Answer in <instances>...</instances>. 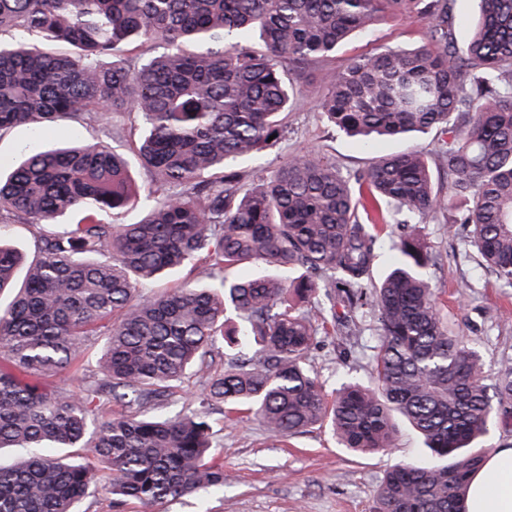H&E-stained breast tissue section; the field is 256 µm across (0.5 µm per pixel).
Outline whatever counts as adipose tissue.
Segmentation results:
<instances>
[{
    "label": "adipose tissue",
    "mask_w": 512,
    "mask_h": 512,
    "mask_svg": "<svg viewBox=\"0 0 512 512\" xmlns=\"http://www.w3.org/2000/svg\"><path fill=\"white\" fill-rule=\"evenodd\" d=\"M467 512H512V448L486 457L472 475Z\"/></svg>",
    "instance_id": "1"
}]
</instances>
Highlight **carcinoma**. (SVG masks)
I'll return each mask as SVG.
<instances>
[{"mask_svg":"<svg viewBox=\"0 0 512 512\" xmlns=\"http://www.w3.org/2000/svg\"><path fill=\"white\" fill-rule=\"evenodd\" d=\"M456 0H0V133L74 121L106 136L139 123V166L157 184L138 194L126 158L105 142L73 143L0 167V512H75L93 490L86 466L53 451L86 447L103 397L153 411L93 432L114 503L144 506L224 489L212 401L245 406L271 434L326 424L340 447L395 446L393 417L423 438L427 458L388 470L373 512H466L476 447L512 418V370L490 376L453 334L427 276L416 225L447 215L479 264L512 286V0H477L459 41ZM426 26L416 49L386 48L328 74L327 122L365 149L436 132L447 181L418 150L343 172L318 151L267 175L241 162L286 133L280 116L302 75L382 17ZM258 32L262 48L251 43ZM145 219L120 223L133 202ZM10 224L55 227L29 264L4 241ZM390 226V265L374 280ZM204 264L160 297L138 287ZM329 305L316 317L301 302ZM348 315L336 318V304ZM376 323V384L347 380L329 399L309 369L318 336L345 356L359 317ZM111 322L97 380L80 395L62 377L86 337ZM228 347L224 370L215 349ZM203 397L176 415L166 397L188 372Z\"/></svg>","mask_w":512,"mask_h":512,"instance_id":"carcinoma-1","label":"carcinoma"}]
</instances>
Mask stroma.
I'll list each match as a JSON object with an SVG mask.
<instances>
[{
  "mask_svg": "<svg viewBox=\"0 0 512 512\" xmlns=\"http://www.w3.org/2000/svg\"><path fill=\"white\" fill-rule=\"evenodd\" d=\"M425 41L424 23L410 15L385 17L370 32L353 36L337 50L331 64L306 73L304 94L286 118L285 137L271 150L247 160V169L269 173L306 150L322 151L345 171L365 169L383 153L413 147L434 153L430 133L382 141L375 151H363L344 133L328 126L317 108L318 98L327 88L329 68L380 49H411ZM97 137V131L69 122L60 123L49 138L21 125L0 134V157L15 159L70 142L91 144ZM418 230L435 258L429 269L432 286L452 330L478 349L490 373L512 369V288L503 287L494 275L477 266L464 240L449 235L445 216L428 219ZM374 340L372 327H365L355 339L350 357L343 360L336 354L333 337H318L309 354V366L326 391H334L352 378L372 382ZM210 419L224 464L223 491L149 507L138 503L119 507L102 489L81 500L77 512H372L386 471L396 463L418 460L422 448L420 438L406 426L401 427L395 448L355 454L340 448L323 427L281 438L246 414L225 416L220 403L212 405Z\"/></svg>",
  "mask_w": 512,
  "mask_h": 512,
  "instance_id": "35a3bbf8",
  "label": "stroma"
}]
</instances>
